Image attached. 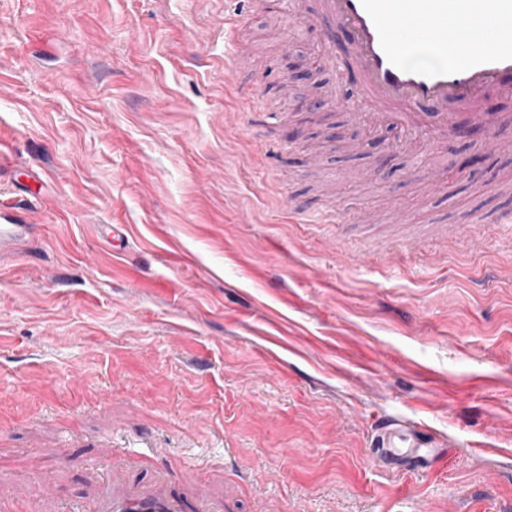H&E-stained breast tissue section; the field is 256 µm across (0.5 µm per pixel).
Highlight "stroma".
Here are the masks:
<instances>
[{
	"instance_id": "stroma-1",
	"label": "stroma",
	"mask_w": 512,
	"mask_h": 512,
	"mask_svg": "<svg viewBox=\"0 0 512 512\" xmlns=\"http://www.w3.org/2000/svg\"><path fill=\"white\" fill-rule=\"evenodd\" d=\"M296 12L263 0L232 42L224 0H0V201L31 227L0 253L15 512H98L162 475L220 512H512V227L490 225L512 149L357 124L324 21ZM328 182L402 224L282 210ZM380 418L440 456L377 467ZM282 206L285 210H288L289 214H302L304 215V222L308 224H339L342 222L341 209L336 203V208L323 207L318 211H307L305 213L295 212L292 207L287 205V201L282 199Z\"/></svg>"
}]
</instances>
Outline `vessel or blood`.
Masks as SVG:
<instances>
[{"instance_id":"b4317fda","label":"vessel or blood","mask_w":512,"mask_h":512,"mask_svg":"<svg viewBox=\"0 0 512 512\" xmlns=\"http://www.w3.org/2000/svg\"><path fill=\"white\" fill-rule=\"evenodd\" d=\"M327 35L347 37L341 54L327 58L332 70L354 68L358 85L355 107L372 124L408 135L426 124L444 135L470 123L490 132L489 152L500 147L501 127L512 123L502 112L471 111V104L490 88L512 95V0H489V8L471 14L469 0H404V20L391 19L392 0H315ZM424 43L446 64L420 68L404 55ZM380 463L419 458L426 446L416 428L389 420L379 423L372 441ZM184 502L166 483L146 495H116L102 512H184Z\"/></svg>"}]
</instances>
